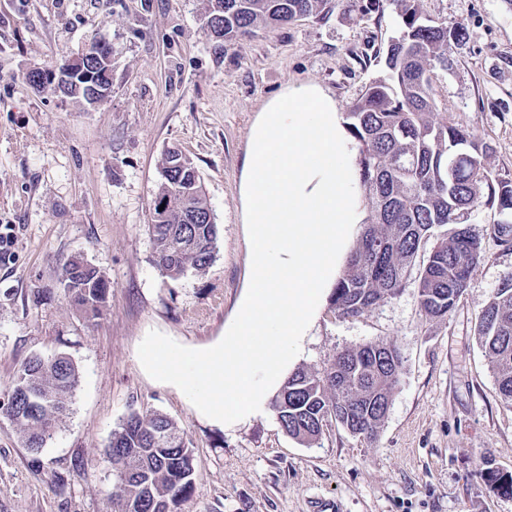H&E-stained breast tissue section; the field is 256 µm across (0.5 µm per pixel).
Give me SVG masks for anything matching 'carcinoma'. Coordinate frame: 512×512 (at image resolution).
I'll return each mask as SVG.
<instances>
[{
  "instance_id": "obj_1",
  "label": "carcinoma",
  "mask_w": 512,
  "mask_h": 512,
  "mask_svg": "<svg viewBox=\"0 0 512 512\" xmlns=\"http://www.w3.org/2000/svg\"><path fill=\"white\" fill-rule=\"evenodd\" d=\"M400 18L396 36L380 56L376 76L346 112L349 134L360 144V185L371 203L356 249L347 259L333 292L336 312L360 317L415 284L418 305L429 319L443 318L471 288V268L482 257L481 241L460 221L480 199L499 213H512V180L485 166L490 146L473 132L440 117L431 96L430 73L448 69L452 46L465 39L462 25L448 26L423 14L421 0H386ZM329 0H205L203 16L219 28L203 27L216 40L230 42L262 27L322 13ZM58 82L63 95L87 102L89 83L112 86V74L91 70V78L66 59L56 70L33 69L30 84ZM162 181L149 225L155 264L171 279L211 267L218 238L216 224H189V215L210 209L198 170L178 150L161 160ZM490 234L512 247V223L496 220ZM438 238L428 256L424 243ZM61 284L87 317L102 314L110 282L81 255L63 266ZM478 343L488 360L501 398L512 403V279L505 281L480 313ZM404 358L394 346L368 342L341 352L321 372L291 374L272 407L288 434L302 445L319 439L330 421L367 440L377 437ZM80 372L66 353L51 361L35 355L12 381L0 413L18 429L37 455L70 410ZM168 433L164 442L159 431ZM110 499L118 512H178L194 490V455L184 431L159 411L133 412L112 432ZM488 482L512 494V474L496 470Z\"/></svg>"
}]
</instances>
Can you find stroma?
<instances>
[{"mask_svg": "<svg viewBox=\"0 0 512 512\" xmlns=\"http://www.w3.org/2000/svg\"><path fill=\"white\" fill-rule=\"evenodd\" d=\"M332 0L320 15L222 43L201 28L203 0H0V398L32 355L67 352L80 371L70 410L40 465L0 416V512H115L113 430L134 411L167 414L195 459V491L178 512H512V494L486 480L512 474V406L505 405L474 335L478 315L512 278V249L472 208L483 255L447 317L426 320L414 288L344 318L326 306L302 367L321 370L365 342L396 346L404 367L375 441L325 427L306 447L276 414L233 432L199 421L140 370L149 331L202 344L219 336L245 287L246 226L239 179L261 105L289 84L313 83L347 109L376 77L377 50L397 28L391 8ZM466 38L431 93L453 124L474 130L492 172L512 178V0H421ZM112 46V93L91 108L34 89L91 43ZM180 150L196 166L218 226L205 276L173 280L154 263L148 226L161 159ZM83 255L111 290L99 318L60 284Z\"/></svg>", "mask_w": 512, "mask_h": 512, "instance_id": "35a3bbf8", "label": "stroma"}]
</instances>
